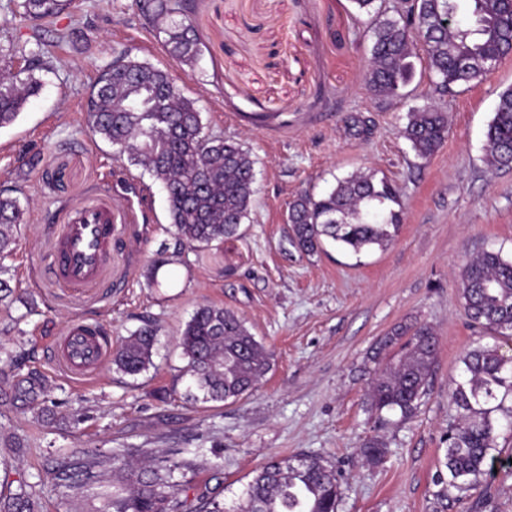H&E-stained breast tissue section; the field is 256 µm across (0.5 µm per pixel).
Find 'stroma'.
<instances>
[{"label":"stroma","instance_id":"35a3bbf8","mask_svg":"<svg viewBox=\"0 0 512 512\" xmlns=\"http://www.w3.org/2000/svg\"><path fill=\"white\" fill-rule=\"evenodd\" d=\"M18 0H0V68L20 70L34 23ZM202 40L193 69L172 57L132 0H70L42 38L49 68L18 119L0 128V190L25 209L20 243L1 265L14 290L0 302V496L32 491L40 512H97L98 490L69 497L58 469L113 450L147 460L180 452L191 462L181 512L208 498L232 504L271 457L329 461L341 485L338 512H512V468L463 502L442 494L448 393L462 357L479 344L512 354V339L474 327L461 270L482 251L512 257V169L484 160V133L512 55L481 82L441 96L425 58L407 95L374 96L365 84L367 17L351 0H201L189 19ZM169 72L196 98L207 132L239 140L255 161L257 193L240 237L173 256L159 286L144 271L171 244L159 184L142 190L138 167L87 127L91 89L116 49ZM433 104L448 137L429 159L399 135L408 112ZM364 134H356V127ZM373 171L401 191L402 223L383 249L312 256L286 240L289 203L336 178ZM105 202L120 239L100 281L70 288L50 271L53 246L77 209ZM202 304L241 316L272 354L257 390L224 402L194 398L180 332ZM98 324L112 344L159 325L153 365L130 377L103 358L75 378L51 350L72 321ZM426 323L438 339L426 396L409 417L371 411L368 383L379 341L398 324ZM372 438L388 454L361 453Z\"/></svg>","mask_w":512,"mask_h":512}]
</instances>
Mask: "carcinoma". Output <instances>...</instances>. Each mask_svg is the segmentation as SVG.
Instances as JSON below:
<instances>
[{
  "label": "carcinoma",
  "mask_w": 512,
  "mask_h": 512,
  "mask_svg": "<svg viewBox=\"0 0 512 512\" xmlns=\"http://www.w3.org/2000/svg\"><path fill=\"white\" fill-rule=\"evenodd\" d=\"M358 14L370 16L366 82L379 97L404 96L412 73V58L422 45L434 88L450 91L480 82L490 73L484 62L500 63L512 53V10L507 0H417L411 15H387L382 0H352ZM143 18L164 34L169 53L195 66L201 49L192 27L166 24L187 16V0H134ZM23 15L51 20L62 0H22ZM28 66L17 73H0V128L12 124L41 90L32 71L50 54L40 34ZM89 131L107 141L119 158L142 168L169 189L170 233L183 250L196 251L241 235L256 193L255 162L240 143L204 130L197 100L171 84L168 71L117 53L92 91ZM420 159L432 156L448 136V115L432 105L407 114L400 131ZM485 159L496 169L512 168V88L499 93L485 133ZM399 190L377 173L353 172L336 179L330 189L302 194L288 210V240L311 255L329 239L359 254L387 247L401 223ZM24 212L18 199L0 194V259L10 256L20 241ZM466 316L492 333L512 337V259L487 250L469 260L462 271ZM158 327L146 324L130 333L112 354L116 371L137 376L153 365ZM180 346L187 372L203 398L227 401L260 385L270 369L271 353L256 340L234 311L215 305L198 307L181 331ZM399 347L371 380V408L412 414L426 395L437 354L436 336L424 323L397 325L381 349ZM464 378L448 392L455 417L448 427L446 490L460 501L489 473L498 458V429H512V355L496 344L480 345L462 358ZM388 448L379 440L364 444L362 453L378 464ZM190 468L185 460L165 457L135 466L126 454L112 452V496L97 512H180L181 482L174 473ZM95 463L64 473L74 493L98 481ZM340 484L329 461L293 456L269 460L253 476L238 501L229 508L212 499L200 512H338ZM0 512H38L33 494L25 489L0 498Z\"/></svg>",
  "instance_id": "1"
}]
</instances>
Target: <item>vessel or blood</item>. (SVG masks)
<instances>
[{
  "label": "vessel or blood",
  "instance_id": "vessel-or-blood-1",
  "mask_svg": "<svg viewBox=\"0 0 512 512\" xmlns=\"http://www.w3.org/2000/svg\"><path fill=\"white\" fill-rule=\"evenodd\" d=\"M116 242L110 208L90 206L79 210L55 244L56 275L75 288L97 283ZM105 349V337L77 323L59 341L56 357L70 373L83 376L96 368Z\"/></svg>",
  "mask_w": 512,
  "mask_h": 512
}]
</instances>
